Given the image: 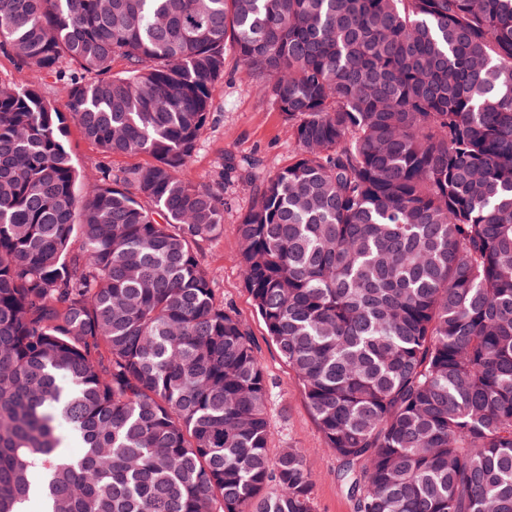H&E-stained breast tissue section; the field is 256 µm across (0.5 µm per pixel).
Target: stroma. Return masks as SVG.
<instances>
[{"label":"stroma","instance_id":"35a3bbf8","mask_svg":"<svg viewBox=\"0 0 512 512\" xmlns=\"http://www.w3.org/2000/svg\"><path fill=\"white\" fill-rule=\"evenodd\" d=\"M295 153L280 112L244 78L234 56H227L224 93L213 102L212 121L199 139L187 169L188 178L213 183L229 155L256 161L260 172L268 175L288 167ZM254 191V185L246 181H225L224 230L202 241L198 256L209 273L217 301L248 324L258 347L269 386L270 451L286 446L303 449L314 481L315 512H356L337 477L341 462L326 448L301 386L257 316L237 260V225L251 206Z\"/></svg>","mask_w":512,"mask_h":512}]
</instances>
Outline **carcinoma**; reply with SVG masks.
I'll return each mask as SVG.
<instances>
[{"instance_id": "cac0c4a2", "label": "carcinoma", "mask_w": 512, "mask_h": 512, "mask_svg": "<svg viewBox=\"0 0 512 512\" xmlns=\"http://www.w3.org/2000/svg\"><path fill=\"white\" fill-rule=\"evenodd\" d=\"M229 52L296 146L225 160L237 260L356 512H512V0H0V512H314L197 257ZM66 143L73 159L83 175L89 176L100 159L98 147L84 138L77 126L69 123Z\"/></svg>"}]
</instances>
